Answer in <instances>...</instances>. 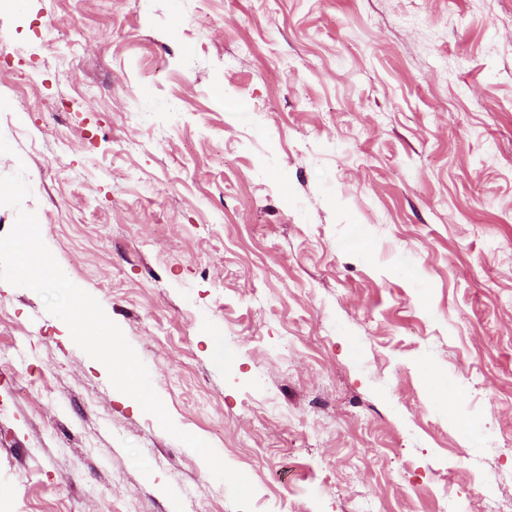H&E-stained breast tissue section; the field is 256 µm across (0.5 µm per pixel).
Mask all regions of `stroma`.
Segmentation results:
<instances>
[{
  "label": "stroma",
  "instance_id": "1",
  "mask_svg": "<svg viewBox=\"0 0 512 512\" xmlns=\"http://www.w3.org/2000/svg\"><path fill=\"white\" fill-rule=\"evenodd\" d=\"M0 99V176L254 512H512V0H22ZM63 327L0 281V512H235Z\"/></svg>",
  "mask_w": 512,
  "mask_h": 512
}]
</instances>
